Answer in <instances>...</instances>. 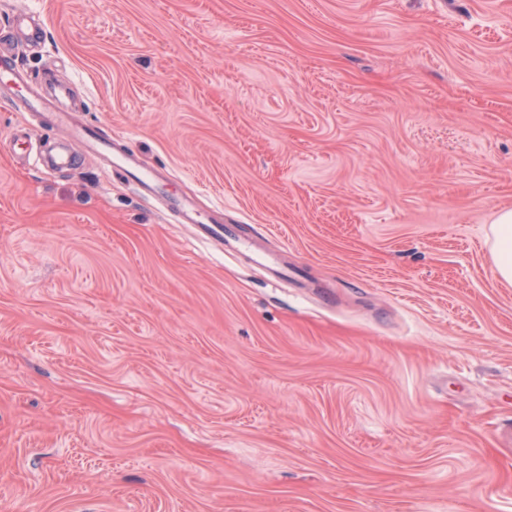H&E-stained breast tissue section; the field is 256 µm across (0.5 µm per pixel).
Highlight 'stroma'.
Returning <instances> with one entry per match:
<instances>
[{
  "label": "stroma",
  "mask_w": 512,
  "mask_h": 512,
  "mask_svg": "<svg viewBox=\"0 0 512 512\" xmlns=\"http://www.w3.org/2000/svg\"><path fill=\"white\" fill-rule=\"evenodd\" d=\"M23 11L29 88L245 245L0 99V512H512V0ZM492 224L494 274L512 284V209L501 210ZM185 224H196L201 230L203 236L218 240L224 250L235 249L240 241L233 228L224 226V224H199L197 217L187 213Z\"/></svg>",
  "instance_id": "35a3bbf8"
}]
</instances>
